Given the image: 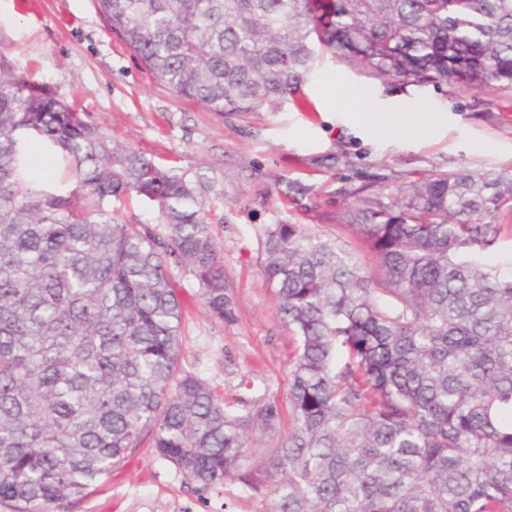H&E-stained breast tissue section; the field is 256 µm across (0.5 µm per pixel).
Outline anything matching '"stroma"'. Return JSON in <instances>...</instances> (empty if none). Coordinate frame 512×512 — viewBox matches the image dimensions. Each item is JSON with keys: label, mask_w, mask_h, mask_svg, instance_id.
I'll return each instance as SVG.
<instances>
[{"label": "stroma", "mask_w": 512, "mask_h": 512, "mask_svg": "<svg viewBox=\"0 0 512 512\" xmlns=\"http://www.w3.org/2000/svg\"><path fill=\"white\" fill-rule=\"evenodd\" d=\"M0 55L37 86L79 111L114 140L165 167L224 173V221L213 234L224 256L232 316L214 317L198 285L177 271L183 324L180 366L209 384L235 413L266 400L288 402L297 339L263 274L261 229L298 224L336 242L366 274L373 255L340 225L356 192L396 193L421 172L512 171V89L438 88L371 76L321 58L299 90L315 109L207 111L158 84L112 33L95 0H0ZM367 108L387 103L399 117H441L433 133L400 138L356 124L336 107L335 82ZM269 499L227 482L202 486L142 441L111 476L54 512H267Z\"/></svg>", "instance_id": "35a3bbf8"}]
</instances>
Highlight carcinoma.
I'll use <instances>...</instances> for the list:
<instances>
[{"label": "carcinoma", "mask_w": 512, "mask_h": 512, "mask_svg": "<svg viewBox=\"0 0 512 512\" xmlns=\"http://www.w3.org/2000/svg\"><path fill=\"white\" fill-rule=\"evenodd\" d=\"M157 83L210 112L271 110L325 51L409 85L512 88V0H95ZM61 181L34 176L30 136ZM135 193L166 234L123 224ZM224 172L161 167L0 56V507L86 496L145 437L204 486L270 512H512V174L432 173L341 217L376 261L269 224L263 272L298 338L288 432L251 464L245 431L180 369L188 271L232 315L211 224Z\"/></svg>", "instance_id": "obj_1"}]
</instances>
